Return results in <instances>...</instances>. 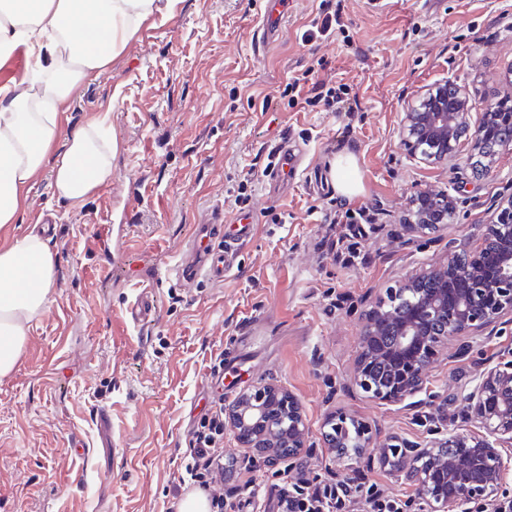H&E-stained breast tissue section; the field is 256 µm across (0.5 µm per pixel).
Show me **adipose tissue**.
I'll list each match as a JSON object with an SVG mask.
<instances>
[{
    "label": "adipose tissue",
    "instance_id": "ef3b65f1",
    "mask_svg": "<svg viewBox=\"0 0 512 512\" xmlns=\"http://www.w3.org/2000/svg\"><path fill=\"white\" fill-rule=\"evenodd\" d=\"M174 2L24 0L20 13L0 9V63L16 53L25 59L23 77L0 84V377L14 369L56 276V257L39 234L13 237L7 230L42 171L52 176L53 195L74 208L111 183L119 145L108 113L69 129L61 115L140 26Z\"/></svg>",
    "mask_w": 512,
    "mask_h": 512
}]
</instances>
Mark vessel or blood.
<instances>
[{
  "label": "vessel or blood",
  "instance_id": "1",
  "mask_svg": "<svg viewBox=\"0 0 512 512\" xmlns=\"http://www.w3.org/2000/svg\"><path fill=\"white\" fill-rule=\"evenodd\" d=\"M254 223V218H247L228 234L224 231L223 210L217 208L204 214L173 268L178 283L223 282L235 265L240 242L250 237ZM122 314L128 324L139 329L154 322L156 307L152 283H144L141 292L123 308Z\"/></svg>",
  "mask_w": 512,
  "mask_h": 512
}]
</instances>
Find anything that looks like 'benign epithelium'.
Segmentation results:
<instances>
[{
    "label": "benign epithelium",
    "mask_w": 512,
    "mask_h": 512,
    "mask_svg": "<svg viewBox=\"0 0 512 512\" xmlns=\"http://www.w3.org/2000/svg\"><path fill=\"white\" fill-rule=\"evenodd\" d=\"M449 80L421 88L400 123V146L417 162L448 163L460 156L463 135L473 151L483 146L485 128L503 113H479L470 124L472 101L457 88L448 98ZM456 202L445 192L421 191L413 199L418 232L452 220ZM495 253L499 273L489 279L483 262ZM512 315V201L498 206L481 242L462 263L453 255L430 266L403 288H388L364 315L355 385L368 398L402 404L423 392L429 367L451 337L478 336L505 315ZM477 431H450L441 446L429 448L393 437L383 444L380 467L411 485L425 512H470L476 504L495 512L499 491L512 484V358L501 357L479 376L467 395ZM233 436L244 455L229 467L284 465L301 470L314 445L299 400L279 385L265 383L240 392L224 406ZM323 435L358 459L373 441L371 426L343 412L329 414ZM306 496V488L275 496L272 512H289L288 501Z\"/></svg>",
    "instance_id": "obj_1"
}]
</instances>
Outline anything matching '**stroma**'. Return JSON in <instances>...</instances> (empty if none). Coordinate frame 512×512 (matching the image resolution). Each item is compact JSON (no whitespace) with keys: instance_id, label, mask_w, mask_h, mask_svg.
<instances>
[{"instance_id":"35a3bbf8","label":"stroma","mask_w":512,"mask_h":512,"mask_svg":"<svg viewBox=\"0 0 512 512\" xmlns=\"http://www.w3.org/2000/svg\"><path fill=\"white\" fill-rule=\"evenodd\" d=\"M261 2L178 0L69 102L76 125L111 104L121 149L111 185L81 208L52 196L46 172L29 193L19 231L46 235L58 269L20 359L0 378V512H165L211 402L260 381L301 401L315 448L299 475L264 466L225 473L233 512H264L266 490L282 481L336 489L353 471L366 489L351 491L340 512H366L371 496L421 512L412 487L372 464L378 444L476 429L465 396L492 360L512 353V320L464 354L449 340L412 405L381 404L352 384L360 309L468 253L512 198L510 152L481 170L466 160L424 165L399 145L402 114L425 85L454 82L477 113L512 98V0H288L269 43L256 39ZM334 11L340 26L317 33ZM307 71L345 86L351 105L292 103L285 87ZM284 137L326 181L334 157L352 154L360 193H320L302 176L272 194L264 159ZM249 179L251 197L236 207ZM430 188L456 199V216L436 232H411L410 201ZM214 207L259 217L233 270L190 289L158 275L156 321L135 333L121 308L149 276L151 255L175 265ZM357 207L373 223L325 221ZM219 354L220 387L208 376ZM336 411L375 429L377 445L361 459L339 460L324 442L323 422Z\"/></svg>"}]
</instances>
